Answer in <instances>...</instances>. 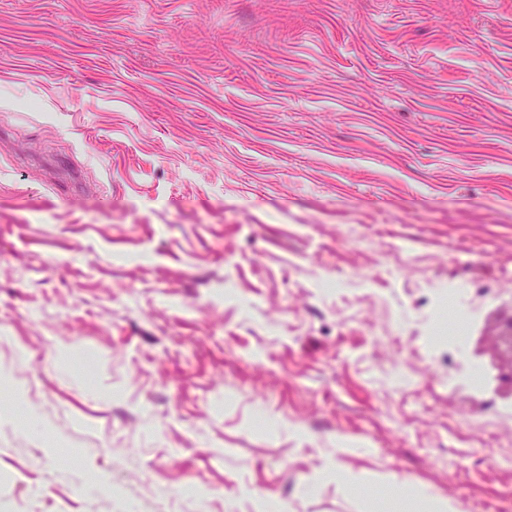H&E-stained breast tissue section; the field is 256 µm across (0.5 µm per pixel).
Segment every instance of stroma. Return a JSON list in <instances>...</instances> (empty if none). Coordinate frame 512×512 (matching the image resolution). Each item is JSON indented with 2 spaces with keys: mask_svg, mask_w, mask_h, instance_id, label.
I'll return each instance as SVG.
<instances>
[{
  "mask_svg": "<svg viewBox=\"0 0 512 512\" xmlns=\"http://www.w3.org/2000/svg\"><path fill=\"white\" fill-rule=\"evenodd\" d=\"M511 324L512 0H0V512H483ZM330 473L336 472V478L349 490H357L368 485H384L395 487L397 485L396 477L387 471H367V470H346L340 465L336 458V463H331Z\"/></svg>",
  "mask_w": 512,
  "mask_h": 512,
  "instance_id": "stroma-1",
  "label": "stroma"
}]
</instances>
